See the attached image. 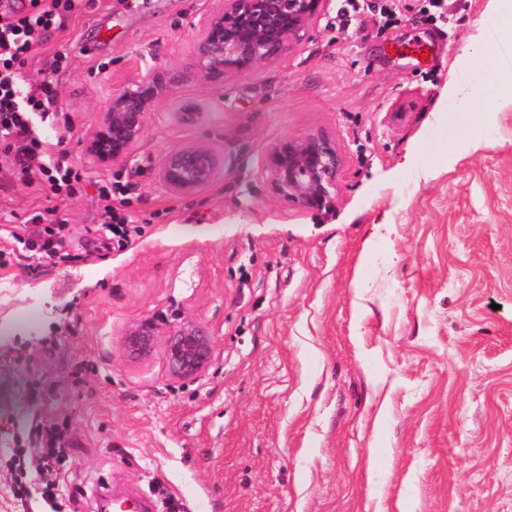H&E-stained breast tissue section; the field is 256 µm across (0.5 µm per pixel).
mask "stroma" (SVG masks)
<instances>
[{
	"label": "stroma",
	"mask_w": 512,
	"mask_h": 512,
	"mask_svg": "<svg viewBox=\"0 0 512 512\" xmlns=\"http://www.w3.org/2000/svg\"><path fill=\"white\" fill-rule=\"evenodd\" d=\"M405 2L390 21V0H328L281 60L220 88L190 73L219 0H93L33 51L34 75L69 54L73 130L41 134L77 155L133 66L168 87L137 159L82 161L72 198L0 173V453L58 424L72 512L111 493L178 512H512V108L459 105L498 79L474 52L499 0ZM188 101L193 125L175 117ZM310 133L341 157L331 214L260 174L271 146ZM191 140L224 171L175 196L157 170ZM108 179L134 186L140 231L121 244ZM48 208L65 220L56 265L31 250ZM148 318L203 326L208 368L180 379L162 351L129 355L126 327ZM14 484L1 465L0 512H47ZM128 186L124 185L123 187H116L113 183L101 184L98 187V193L101 201L104 202L103 210L105 215V224L112 226V235L115 238H119L120 240H125L128 232L130 231V225L133 224V221L129 220L128 217L124 215H119L114 208L112 207V195L116 190H118L119 194L126 192Z\"/></svg>",
	"instance_id": "obj_1"
}]
</instances>
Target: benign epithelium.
<instances>
[{
  "label": "benign epithelium",
  "instance_id": "7a95c632",
  "mask_svg": "<svg viewBox=\"0 0 512 512\" xmlns=\"http://www.w3.org/2000/svg\"><path fill=\"white\" fill-rule=\"evenodd\" d=\"M327 0H222L199 20L193 73L210 86L224 85L231 74L248 73L281 59L317 21ZM161 78L136 70L100 108L84 140V152L100 167L132 161L146 134L150 112L165 95ZM200 115L187 102L176 113L185 125ZM341 157L323 134L286 138L268 151L263 172L277 194L297 206L329 214L336 208V178ZM224 171V154L206 141H188L168 151L157 171L171 193L189 196L208 189ZM130 354L148 357L158 347L172 375L192 378L209 366L213 346L198 323L181 321L167 328L155 320L130 323L125 331Z\"/></svg>",
  "mask_w": 512,
  "mask_h": 512
}]
</instances>
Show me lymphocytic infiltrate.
I'll list each match as a JSON object with an SVG mask.
<instances>
[{"instance_id":"1","label":"lymphocytic infiltrate","mask_w":512,"mask_h":512,"mask_svg":"<svg viewBox=\"0 0 512 512\" xmlns=\"http://www.w3.org/2000/svg\"><path fill=\"white\" fill-rule=\"evenodd\" d=\"M90 0H28L21 9L0 12V158L22 185L40 181L57 197L73 196L80 170L65 138L48 142L41 123L56 120L58 83L44 77L33 83L29 58L63 18L82 13Z\"/></svg>"}]
</instances>
